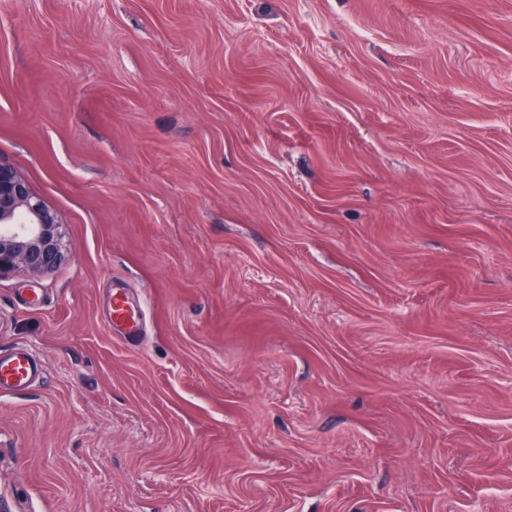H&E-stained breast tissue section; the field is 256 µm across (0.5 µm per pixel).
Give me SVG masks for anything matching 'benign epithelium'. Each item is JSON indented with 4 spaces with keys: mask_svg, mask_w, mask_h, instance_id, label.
<instances>
[{
    "mask_svg": "<svg viewBox=\"0 0 512 512\" xmlns=\"http://www.w3.org/2000/svg\"><path fill=\"white\" fill-rule=\"evenodd\" d=\"M64 260L58 217L13 166L0 161V276H45Z\"/></svg>",
    "mask_w": 512,
    "mask_h": 512,
    "instance_id": "7a95c632",
    "label": "benign epithelium"
}]
</instances>
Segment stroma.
<instances>
[{
  "label": "stroma",
  "instance_id": "stroma-1",
  "mask_svg": "<svg viewBox=\"0 0 512 512\" xmlns=\"http://www.w3.org/2000/svg\"><path fill=\"white\" fill-rule=\"evenodd\" d=\"M0 161V512H512V0H0ZM64 260L58 217L13 166L0 161V276H45ZM106 324L111 331L114 329L129 342H136L139 339L141 334L139 311L121 288L112 289L107 307ZM39 360L25 347L0 351V391L24 393L42 377Z\"/></svg>",
  "mask_w": 512,
  "mask_h": 512
}]
</instances>
